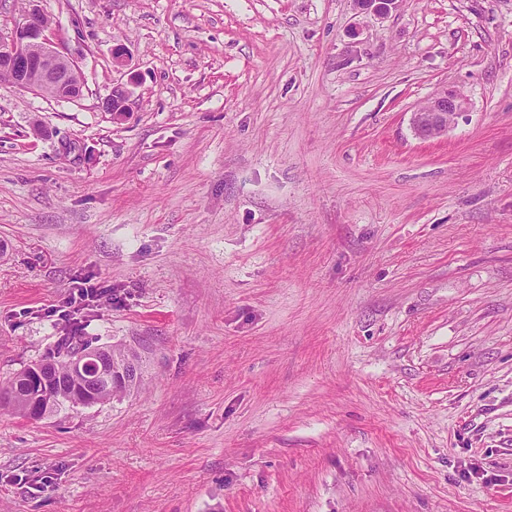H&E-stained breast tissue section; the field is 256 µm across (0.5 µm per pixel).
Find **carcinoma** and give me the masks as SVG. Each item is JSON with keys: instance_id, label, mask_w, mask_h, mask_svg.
Listing matches in <instances>:
<instances>
[{"instance_id": "obj_1", "label": "carcinoma", "mask_w": 512, "mask_h": 512, "mask_svg": "<svg viewBox=\"0 0 512 512\" xmlns=\"http://www.w3.org/2000/svg\"><path fill=\"white\" fill-rule=\"evenodd\" d=\"M63 351L57 359L40 363V370L47 384L38 390L19 371L8 381L0 384V401L10 406L24 418L30 413L42 419L61 409L88 405L87 398L94 397L99 403L124 390H130L138 382V356L130 350L92 347L85 340L62 339ZM94 349L98 356L91 378H83L72 369L75 360L89 355Z\"/></svg>"}]
</instances>
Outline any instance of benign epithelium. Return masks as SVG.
<instances>
[{
  "label": "benign epithelium",
  "instance_id": "benign-epithelium-1",
  "mask_svg": "<svg viewBox=\"0 0 512 512\" xmlns=\"http://www.w3.org/2000/svg\"><path fill=\"white\" fill-rule=\"evenodd\" d=\"M359 14L386 18L401 5V0H353ZM0 71L7 74L13 86L41 91L53 89L54 96L64 101H77L83 95V83L77 65L58 50L53 30L42 23V16L26 14L8 41L0 40ZM131 90L122 84L112 89L109 111L123 117L131 111ZM465 111V101L445 90L411 113L414 135L423 140L443 137Z\"/></svg>",
  "mask_w": 512,
  "mask_h": 512
}]
</instances>
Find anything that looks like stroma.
<instances>
[{
    "mask_svg": "<svg viewBox=\"0 0 512 512\" xmlns=\"http://www.w3.org/2000/svg\"><path fill=\"white\" fill-rule=\"evenodd\" d=\"M32 9L85 88L0 83V381L73 334L141 378L0 408V512H512V0H0V36ZM359 14H371L379 19L386 18L402 3L401 0H353ZM131 95L132 92L126 85L115 86L108 98L109 112L118 117H123L127 112H131ZM465 111V101L453 91L445 90L411 113V127L419 139L443 137Z\"/></svg>",
    "mask_w": 512,
    "mask_h": 512,
    "instance_id": "stroma-1",
    "label": "stroma"
}]
</instances>
